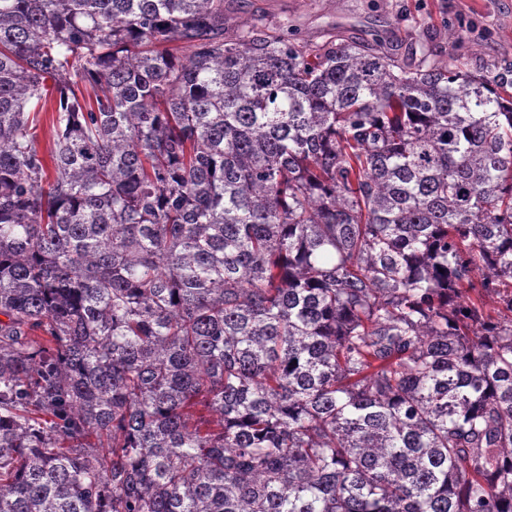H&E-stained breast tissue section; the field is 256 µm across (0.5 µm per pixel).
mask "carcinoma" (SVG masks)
I'll list each match as a JSON object with an SVG mask.
<instances>
[{
  "label": "carcinoma",
  "instance_id": "carcinoma-1",
  "mask_svg": "<svg viewBox=\"0 0 512 512\" xmlns=\"http://www.w3.org/2000/svg\"><path fill=\"white\" fill-rule=\"evenodd\" d=\"M0 512H512V67L0 0ZM52 102L48 103V108L50 112H40L39 113V122L36 127V135L38 138L40 150L44 153L46 161L48 163L49 172H53L52 163L49 157V149L52 143V134H53V126H52V116L51 112Z\"/></svg>",
  "mask_w": 512,
  "mask_h": 512
}]
</instances>
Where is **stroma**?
<instances>
[{
	"label": "stroma",
	"instance_id": "stroma-1",
	"mask_svg": "<svg viewBox=\"0 0 512 512\" xmlns=\"http://www.w3.org/2000/svg\"><path fill=\"white\" fill-rule=\"evenodd\" d=\"M225 32L286 30L316 46L356 41L397 59L424 46L436 59L465 58L474 72L512 62V0H224ZM459 31L450 39L448 30Z\"/></svg>",
	"mask_w": 512,
	"mask_h": 512
}]
</instances>
